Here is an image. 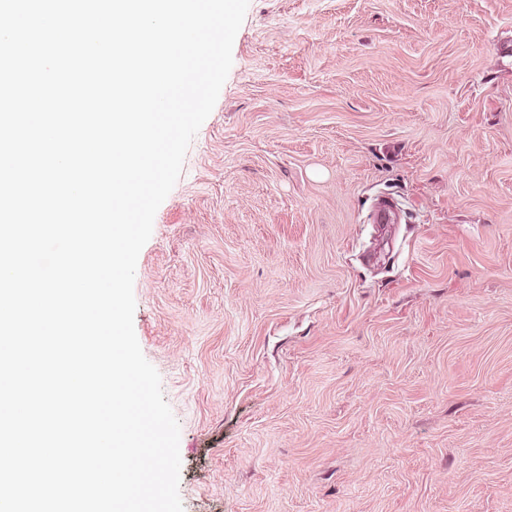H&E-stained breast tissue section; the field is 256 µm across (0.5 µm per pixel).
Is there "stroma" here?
Returning a JSON list of instances; mask_svg holds the SVG:
<instances>
[{
	"label": "stroma",
	"instance_id": "obj_1",
	"mask_svg": "<svg viewBox=\"0 0 512 512\" xmlns=\"http://www.w3.org/2000/svg\"><path fill=\"white\" fill-rule=\"evenodd\" d=\"M232 57L134 281L184 512H512V0H250Z\"/></svg>",
	"mask_w": 512,
	"mask_h": 512
}]
</instances>
